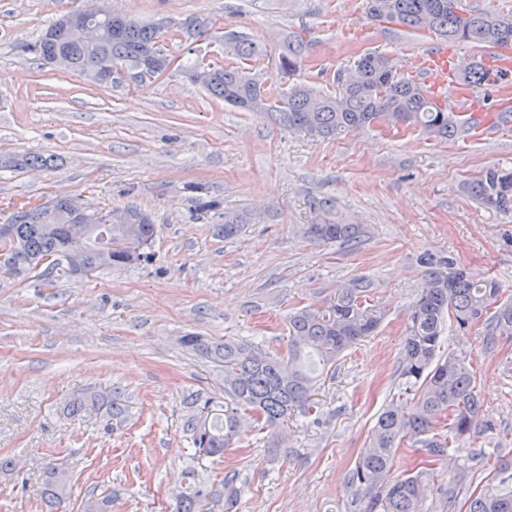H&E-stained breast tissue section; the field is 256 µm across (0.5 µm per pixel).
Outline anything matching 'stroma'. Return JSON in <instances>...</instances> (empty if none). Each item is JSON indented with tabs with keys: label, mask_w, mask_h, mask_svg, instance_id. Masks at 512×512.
<instances>
[{
	"label": "stroma",
	"mask_w": 512,
	"mask_h": 512,
	"mask_svg": "<svg viewBox=\"0 0 512 512\" xmlns=\"http://www.w3.org/2000/svg\"><path fill=\"white\" fill-rule=\"evenodd\" d=\"M89 0H0V155H52L55 169L0 170V222L20 201L57 195L108 213L136 207L157 232L146 260L121 270L45 281L0 276V512H45V467L65 461L66 512L111 496L112 512H171L187 472L214 491L208 512H362L351 480L378 412L396 397L408 309L431 252L495 277L512 299V213L485 209L462 190L493 165L512 164V125L470 140L436 142L414 129L374 127L331 140L280 128L212 98L180 69L140 75L126 66L103 83L41 65L29 47L54 19ZM128 18L210 21L207 39L165 36L177 60L221 61L232 29L264 43L254 70L276 77L284 33L311 42L294 80L338 92L337 73L361 54L389 55L414 76L434 35L371 20L367 0H105ZM219 200L198 216L194 199ZM363 225L359 244L319 243L306 234L313 200ZM248 218L236 238L218 235L225 213ZM365 276L369 301L385 313L376 336L347 350L317 385L321 414L294 413L270 448L267 431L242 425L220 457L196 456L190 425L224 404V371L182 344L186 335L288 351V315L335 301ZM442 351L470 357L482 408L470 435L434 462L426 512H448L439 490L450 467L469 466L459 501L489 477L475 465L512 435V336L486 347L484 332L452 328ZM85 393L118 398L125 413L68 416Z\"/></svg>",
	"instance_id": "35a3bbf8"
}]
</instances>
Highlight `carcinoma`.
I'll return each mask as SVG.
<instances>
[{"mask_svg": "<svg viewBox=\"0 0 512 512\" xmlns=\"http://www.w3.org/2000/svg\"><path fill=\"white\" fill-rule=\"evenodd\" d=\"M370 14L417 34L434 33L450 43H466L480 56L459 75L456 84L471 92L493 83L492 71L507 77L512 68L495 69L498 52L512 50L511 42L499 40V30L512 32V19L485 13L464 14L448 8V0H370ZM83 29L82 37L72 39V25ZM201 37L208 23L197 18L175 22L161 18L141 23L102 7L74 9L52 22L30 47L42 64L77 72L98 79V72L126 65L139 68L145 60L155 68L168 65L158 48L159 39L173 26ZM308 41L302 34L285 35L278 47L277 76L283 81L295 75L306 62ZM267 54L265 46L239 32L224 34V62L215 66L199 62L183 66L188 79L212 97L244 112L270 116L281 127L312 137L331 138L343 132L374 126L420 129L436 140L463 137L475 127V116L448 110V98L430 91L412 79L398 76L393 60L368 53L359 58L353 71L338 76L336 95H318L296 85L281 92L251 72L247 63ZM53 157L30 153L0 157V169L49 168ZM463 190L480 205L497 212L512 211V167L493 166L464 183ZM87 208L69 197H57L53 205L42 207L24 203L8 217V228L15 246L0 261V272L12 276L38 273L48 280L57 271L73 275L79 270L95 272L107 268L98 259L108 253L112 268L121 269L143 258L141 249L155 233L151 217L136 208L125 209L126 221L112 225L105 243L97 232L78 241L70 237L66 224L77 211ZM312 224L307 234L321 242L357 244L363 236L360 224H351L336 212L330 199L311 203ZM244 227L238 214H224L219 232L224 238L236 237ZM46 257L54 258L42 264ZM421 287L412 302L405 324L400 355L403 394L378 415L352 471V482L369 493L366 512H424L427 486L434 473L418 470L393 478L395 453L405 441L428 458L445 456L449 439L473 429L481 403L475 385V372L467 357L440 354L439 338L445 320L467 330L483 326L486 343L493 337L512 336V301H501V287L490 276L474 275L465 268L426 254ZM374 283L364 277L342 289L336 303L304 307L288 317V354H272L252 344L184 336V345L198 351L224 369V393L230 406L224 414L200 419L192 425L195 454L221 456L243 422L250 420L261 430L275 431L291 412L303 416L317 414L314 401L319 373L329 372L337 357L380 327L383 314L369 300ZM106 408L117 417L125 411L111 399L103 402L90 395L72 405L78 413L86 406ZM449 420L448 432H432L440 418ZM492 476L466 501L465 512H512V451L497 447L483 454ZM68 473L49 465L41 491L46 512H65ZM209 492L200 486L182 493L173 512H204Z\"/></svg>", "mask_w": 512, "mask_h": 512, "instance_id": "1", "label": "carcinoma"}]
</instances>
